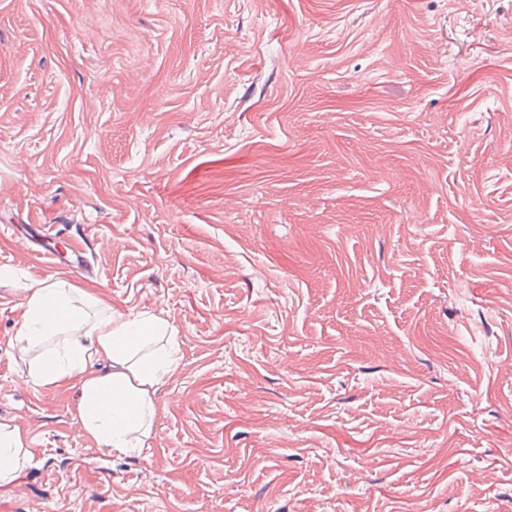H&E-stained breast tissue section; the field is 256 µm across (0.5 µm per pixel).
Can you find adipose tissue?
Here are the masks:
<instances>
[{
	"instance_id": "adipose-tissue-1",
	"label": "adipose tissue",
	"mask_w": 512,
	"mask_h": 512,
	"mask_svg": "<svg viewBox=\"0 0 512 512\" xmlns=\"http://www.w3.org/2000/svg\"><path fill=\"white\" fill-rule=\"evenodd\" d=\"M24 292L16 343L23 348L49 339L57 343L31 374V383L76 386L73 417L83 436L97 445L120 453L146 446L156 412L154 386L176 368L168 321L145 312L131 318L109 313L107 301L88 288L34 279ZM76 294L106 309V317L84 318L72 304ZM160 336L168 344L162 351L153 347ZM30 458L26 432L0 423V484L13 481Z\"/></svg>"
}]
</instances>
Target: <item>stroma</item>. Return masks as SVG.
Here are the masks:
<instances>
[{
  "instance_id": "obj_1",
  "label": "stroma",
  "mask_w": 512,
  "mask_h": 512,
  "mask_svg": "<svg viewBox=\"0 0 512 512\" xmlns=\"http://www.w3.org/2000/svg\"><path fill=\"white\" fill-rule=\"evenodd\" d=\"M32 279L175 329L87 440ZM0 512H512V0H0ZM0 447V484H7L31 458L26 432L17 426L0 423ZM2 452L6 455L5 460H2Z\"/></svg>"
}]
</instances>
